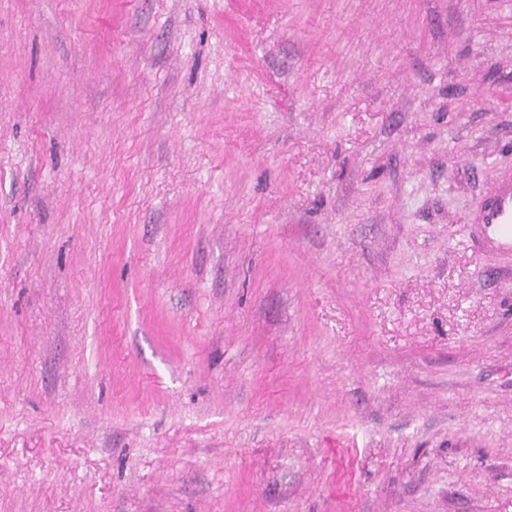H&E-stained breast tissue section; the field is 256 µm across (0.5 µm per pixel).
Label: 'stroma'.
Wrapping results in <instances>:
<instances>
[{
	"label": "stroma",
	"instance_id": "stroma-1",
	"mask_svg": "<svg viewBox=\"0 0 512 512\" xmlns=\"http://www.w3.org/2000/svg\"><path fill=\"white\" fill-rule=\"evenodd\" d=\"M512 0H0V512H512ZM478 239L490 251L512 253V182L502 183L496 194L477 206Z\"/></svg>",
	"mask_w": 512,
	"mask_h": 512
}]
</instances>
